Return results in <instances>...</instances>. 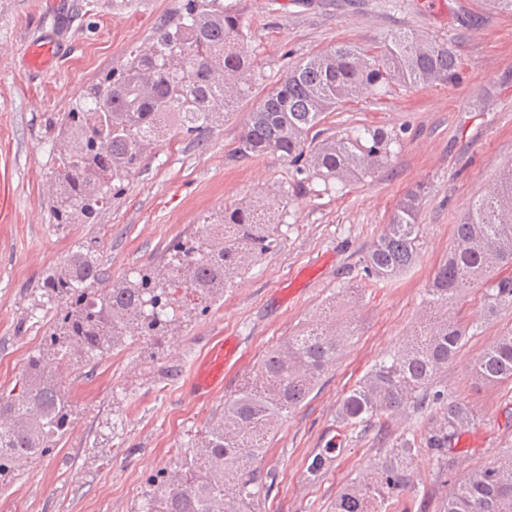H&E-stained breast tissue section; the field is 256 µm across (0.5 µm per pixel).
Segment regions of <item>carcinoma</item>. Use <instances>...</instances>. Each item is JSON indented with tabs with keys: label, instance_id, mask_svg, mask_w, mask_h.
<instances>
[{
	"label": "carcinoma",
	"instance_id": "1",
	"mask_svg": "<svg viewBox=\"0 0 512 512\" xmlns=\"http://www.w3.org/2000/svg\"><path fill=\"white\" fill-rule=\"evenodd\" d=\"M462 70L461 58L447 43L426 41L411 31L389 33L370 45L340 43L302 59L279 80L249 113L235 153L242 159L282 158L297 190L307 189L315 178L326 185L361 181L391 165L400 135L370 125L327 135L323 126L329 115L370 90L454 84ZM253 76L240 0H186L176 21L157 29L149 50L135 54L117 75L90 85L60 118L57 137L76 138L87 152L77 159L61 157L51 167L53 223H96L115 183L143 165L148 147L173 126L204 142L248 95ZM264 199L272 219L261 222L250 199L224 206L204 219L210 228H224V236L203 233L195 246L172 245L176 264L161 277L142 273L134 281L112 282L92 246L82 243L66 254L42 286L47 301L58 302L56 330L62 341L52 340L55 364L40 351L33 354L19 393L0 397V474L42 457L69 431L71 409L56 369L72 355L94 359L108 353L126 343L135 326L151 336L165 331L183 303L178 293H196L207 308L276 246L282 200ZM420 200V191L412 189L396 204L368 251L359 287L390 281L415 264ZM453 236V251L427 289L436 312L427 317L426 334L410 336L375 363L339 408L343 427L360 437L373 427L384 433L390 416L408 405L442 418L419 437H402L398 452L372 478L345 486L333 512H383L389 500L410 488L407 460L416 448L430 450L445 468L454 466L472 410L447 402L430 384L448 367L470 326L443 311L512 266V169L454 225ZM484 304L490 313L512 307V277L496 279ZM344 336L331 320L269 350L224 405L203 443L152 482L138 512H251L271 480L254 458L264 453L274 426L336 362ZM473 376L482 384L512 378V330L483 352ZM438 512H512V448L497 465L468 472Z\"/></svg>",
	"mask_w": 512,
	"mask_h": 512
}]
</instances>
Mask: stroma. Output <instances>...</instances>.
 <instances>
[{"label": "stroma", "mask_w": 512, "mask_h": 512, "mask_svg": "<svg viewBox=\"0 0 512 512\" xmlns=\"http://www.w3.org/2000/svg\"><path fill=\"white\" fill-rule=\"evenodd\" d=\"M182 4L0 0V396L19 383L29 355L50 344L56 308L39 286L75 244L96 247L112 279L133 278L161 269L171 246L191 243L206 215L262 190L282 195L286 229L208 310L185 305L166 335H139L59 369L71 428L45 456L0 477V512H137L151 479L200 444L263 354L327 314L347 328L346 347L269 437L258 465L273 485L253 512H332L345 485L389 457L403 434H422L430 423L409 409L389 421L383 440L346 438L339 406L412 333L433 273L453 247L454 224L512 167V16L483 14L480 0H242L256 65L250 96L210 131L206 146L172 131L117 185L97 223L55 226L48 172L58 118L90 83L149 49L159 22ZM395 30L447 42L464 74L457 84L374 91L329 116L334 132L363 124L398 131L389 169L344 186L317 180L304 194L293 190L279 157H236L248 113L298 61ZM40 37L57 40L59 51L38 71L26 53ZM415 187L422 190L416 265L355 290L369 247ZM485 291L478 285L456 306L459 320L480 329L432 384L476 414L457 445L462 464L443 470L428 449H416L410 468L425 472L418 487L429 499L408 489L389 512H437L464 469L488 467L512 448V379L483 386L472 376L489 340L512 328L511 308L486 317ZM227 336L238 339L239 361L223 389L195 395L191 367ZM329 449L332 462L310 473Z\"/></svg>", "instance_id": "1"}]
</instances>
